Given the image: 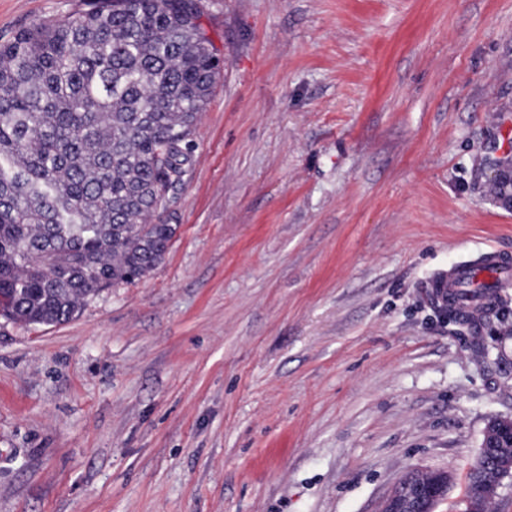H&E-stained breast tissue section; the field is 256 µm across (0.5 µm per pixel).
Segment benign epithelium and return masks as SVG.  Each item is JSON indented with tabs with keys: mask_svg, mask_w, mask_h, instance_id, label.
I'll return each instance as SVG.
<instances>
[{
	"mask_svg": "<svg viewBox=\"0 0 512 512\" xmlns=\"http://www.w3.org/2000/svg\"><path fill=\"white\" fill-rule=\"evenodd\" d=\"M470 470L492 473L477 482L467 501V512H487V505L499 496L504 480L512 477V418L491 421ZM452 477L443 471L415 469L391 489L379 512H436L448 495Z\"/></svg>",
	"mask_w": 512,
	"mask_h": 512,
	"instance_id": "obj_1",
	"label": "benign epithelium"
}]
</instances>
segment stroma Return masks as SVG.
Returning a JSON list of instances; mask_svg holds the SVG:
<instances>
[{
	"label": "stroma",
	"instance_id": "35a3bbf8",
	"mask_svg": "<svg viewBox=\"0 0 512 512\" xmlns=\"http://www.w3.org/2000/svg\"><path fill=\"white\" fill-rule=\"evenodd\" d=\"M91 2L0 0V38ZM202 4L224 68L163 261L0 316V512H378L416 467L464 512L512 287L471 328L428 283L512 253V0Z\"/></svg>",
	"mask_w": 512,
	"mask_h": 512
}]
</instances>
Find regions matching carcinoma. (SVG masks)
I'll return each instance as SVG.
<instances>
[{
	"instance_id": "cac0c4a2",
	"label": "carcinoma",
	"mask_w": 512,
	"mask_h": 512,
	"mask_svg": "<svg viewBox=\"0 0 512 512\" xmlns=\"http://www.w3.org/2000/svg\"><path fill=\"white\" fill-rule=\"evenodd\" d=\"M193 0H95L0 41V315L73 319L161 263L220 59Z\"/></svg>"
}]
</instances>
